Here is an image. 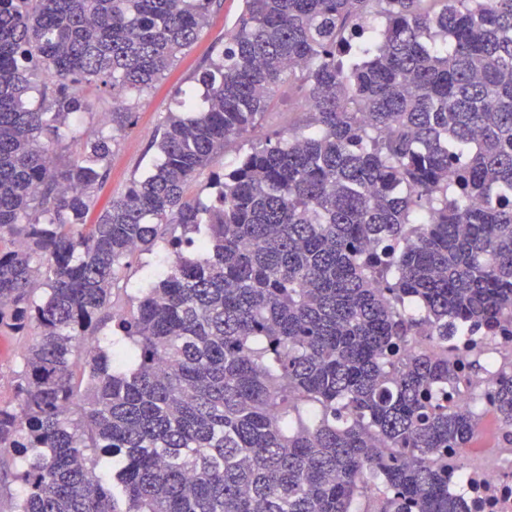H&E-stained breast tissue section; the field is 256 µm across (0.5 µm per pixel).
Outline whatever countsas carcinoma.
Masks as SVG:
<instances>
[{
	"mask_svg": "<svg viewBox=\"0 0 512 512\" xmlns=\"http://www.w3.org/2000/svg\"><path fill=\"white\" fill-rule=\"evenodd\" d=\"M213 4L0 0V333L24 338L0 403L12 512H459L448 464L483 417L448 406V349L404 345L512 317V0H243L203 106L186 94L160 162L86 223L134 98ZM285 82L305 130L253 142L212 204L191 196ZM98 83L123 98L112 133L72 158L79 87ZM172 224L174 259L114 309L127 259ZM481 402L512 442V375ZM441 341L435 338L429 327H423L420 336L409 339L405 349L409 353L417 352H437L440 349Z\"/></svg>",
	"mask_w": 512,
	"mask_h": 512,
	"instance_id": "1",
	"label": "carcinoma"
}]
</instances>
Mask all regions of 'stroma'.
Listing matches in <instances>:
<instances>
[{
    "label": "stroma",
    "instance_id": "35a3bbf8",
    "mask_svg": "<svg viewBox=\"0 0 512 512\" xmlns=\"http://www.w3.org/2000/svg\"><path fill=\"white\" fill-rule=\"evenodd\" d=\"M241 6L242 0H218L193 47L181 55L164 79L141 96L135 125L116 136L106 178L96 191L98 208H105L113 197L124 194L132 181L138 179L155 160L157 151L151 142L158 128L169 113L179 111L182 91L200 92L197 77L215 47L223 42L224 32L232 27ZM274 105V111L265 116L261 135L293 131L304 124L306 114L295 86L279 87Z\"/></svg>",
    "mask_w": 512,
    "mask_h": 512
}]
</instances>
